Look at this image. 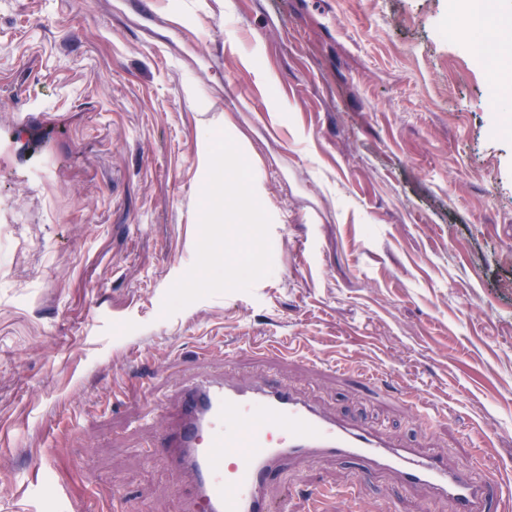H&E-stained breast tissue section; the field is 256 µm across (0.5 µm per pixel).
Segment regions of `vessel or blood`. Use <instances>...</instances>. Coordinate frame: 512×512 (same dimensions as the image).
Instances as JSON below:
<instances>
[{
  "mask_svg": "<svg viewBox=\"0 0 512 512\" xmlns=\"http://www.w3.org/2000/svg\"><path fill=\"white\" fill-rule=\"evenodd\" d=\"M194 492L195 512H288L272 478L297 459L343 458L363 473L391 474L448 499L454 512H494L512 487L489 492L473 469L449 466L357 419L325 412L293 386L267 377L241 384L204 374L182 385L176 418L155 440Z\"/></svg>",
  "mask_w": 512,
  "mask_h": 512,
  "instance_id": "obj_1",
  "label": "vessel or blood"
}]
</instances>
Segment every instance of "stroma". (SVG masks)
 Segmentation results:
<instances>
[{
  "label": "stroma",
  "mask_w": 512,
  "mask_h": 512,
  "mask_svg": "<svg viewBox=\"0 0 512 512\" xmlns=\"http://www.w3.org/2000/svg\"><path fill=\"white\" fill-rule=\"evenodd\" d=\"M463 7L0 0V512H52L34 470L69 512H112L116 493L122 512H192L152 441L168 396L226 358L512 483V94L451 34ZM215 129L250 147L272 271L166 316ZM299 482L319 512L347 490L452 512L347 460L287 465L271 493Z\"/></svg>",
  "instance_id": "35a3bbf8"
}]
</instances>
